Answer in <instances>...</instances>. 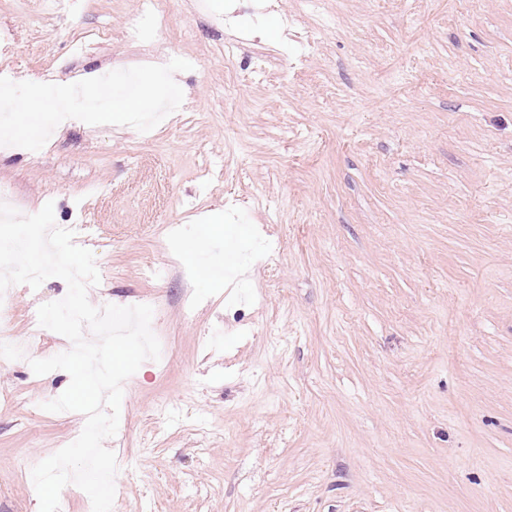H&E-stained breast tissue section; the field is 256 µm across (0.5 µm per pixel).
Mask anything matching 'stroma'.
I'll list each match as a JSON object with an SVG mask.
<instances>
[{
    "label": "stroma",
    "instance_id": "35a3bbf8",
    "mask_svg": "<svg viewBox=\"0 0 512 512\" xmlns=\"http://www.w3.org/2000/svg\"><path fill=\"white\" fill-rule=\"evenodd\" d=\"M144 2L0 0L13 81L192 65L149 132L0 151L18 211L93 252L91 304L170 343L123 383L112 512H512V0H168L134 40ZM66 293L13 287L0 512H39L85 425L30 366L69 349L30 322Z\"/></svg>",
    "mask_w": 512,
    "mask_h": 512
}]
</instances>
